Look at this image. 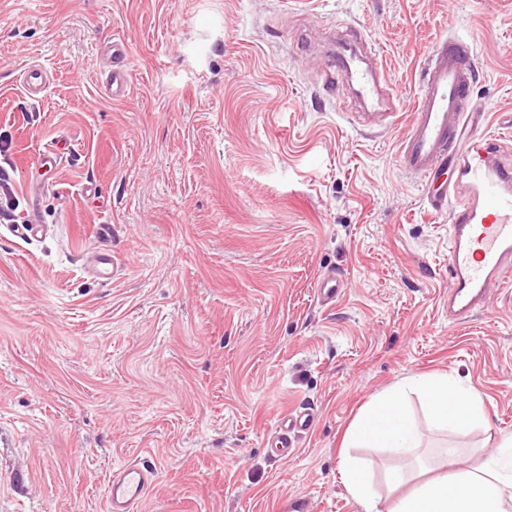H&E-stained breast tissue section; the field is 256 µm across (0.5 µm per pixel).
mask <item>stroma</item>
Listing matches in <instances>:
<instances>
[{"label":"stroma","mask_w":512,"mask_h":512,"mask_svg":"<svg viewBox=\"0 0 512 512\" xmlns=\"http://www.w3.org/2000/svg\"><path fill=\"white\" fill-rule=\"evenodd\" d=\"M380 51L397 112L369 129L348 85L318 84L336 35ZM469 38L489 135L512 130V0H0V156L21 240L0 218V512H106L113 467L157 483L137 512H363L339 480L360 410L448 372L488 423L419 454L356 448L380 512L387 468L480 466L512 435V281L448 319V211L400 146L440 37ZM128 91L112 98V45ZM51 75L30 99L21 74ZM123 265L102 282L88 252ZM335 271L343 295L321 305ZM316 425L275 449L282 417ZM342 294L336 272L328 271L324 273L317 283V295L325 304H336V300Z\"/></svg>","instance_id":"obj_1"}]
</instances>
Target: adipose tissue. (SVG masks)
I'll return each instance as SVG.
<instances>
[{"instance_id":"adipose-tissue-1","label":"adipose tissue","mask_w":512,"mask_h":512,"mask_svg":"<svg viewBox=\"0 0 512 512\" xmlns=\"http://www.w3.org/2000/svg\"><path fill=\"white\" fill-rule=\"evenodd\" d=\"M423 395L433 421L442 429L463 433L484 418L483 402L472 389L453 376L416 374L404 388L377 396L348 429L344 445L352 448H388L409 453L420 445V434L403 399V389ZM444 476L428 480L411 494L400 498L390 512H512V436L503 438L495 455L479 467L462 469L457 453L445 451ZM347 493L365 512H377L368 467L364 461L344 456L340 470Z\"/></svg>"}]
</instances>
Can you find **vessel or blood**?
<instances>
[{
    "label": "vessel or blood",
    "instance_id": "obj_1",
    "mask_svg": "<svg viewBox=\"0 0 512 512\" xmlns=\"http://www.w3.org/2000/svg\"><path fill=\"white\" fill-rule=\"evenodd\" d=\"M113 54L108 89L120 98L127 90L125 52L117 48ZM476 70L470 41L449 36L434 44L419 72L421 93L400 154L403 170L425 180L432 208L450 212L448 314L459 321L486 306L490 288L512 281V158L504 156L500 139L476 133L481 118L473 103ZM339 79L357 83L370 110L395 112L396 96L383 71L365 66L361 57L340 58L322 84L330 89ZM118 268L110 249L95 252L97 278L110 279ZM341 293L335 272L324 273L317 283L321 301L335 304ZM314 425L312 413H289L279 430L278 452H291L293 434ZM155 482V468L137 462L114 468L106 512H135Z\"/></svg>",
    "mask_w": 512,
    "mask_h": 512
}]
</instances>
